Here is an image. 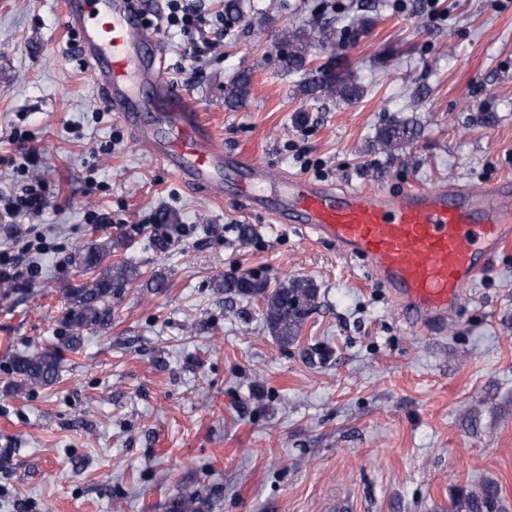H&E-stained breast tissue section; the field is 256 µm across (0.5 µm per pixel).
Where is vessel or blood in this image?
Here are the masks:
<instances>
[{
	"instance_id": "vessel-or-blood-1",
	"label": "vessel or blood",
	"mask_w": 512,
	"mask_h": 512,
	"mask_svg": "<svg viewBox=\"0 0 512 512\" xmlns=\"http://www.w3.org/2000/svg\"><path fill=\"white\" fill-rule=\"evenodd\" d=\"M67 25L96 88L136 143L182 182L224 196L233 181L250 208L289 221L344 255L368 260L408 320L441 319L462 288L512 241V185L404 192L391 200L368 188L283 176L256 185L251 161L225 152L195 109L171 90L161 41L145 25L143 0H63Z\"/></svg>"
}]
</instances>
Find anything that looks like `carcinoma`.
Listing matches in <instances>:
<instances>
[{
    "label": "carcinoma",
    "mask_w": 512,
    "mask_h": 512,
    "mask_svg": "<svg viewBox=\"0 0 512 512\" xmlns=\"http://www.w3.org/2000/svg\"><path fill=\"white\" fill-rule=\"evenodd\" d=\"M281 58L286 68L303 71L308 79L302 92L308 95L328 94L352 101L360 97L361 87L349 75L336 71V64L327 61L314 68L309 67V38L301 32H289L282 42ZM250 75L239 76L224 99L230 105L237 104L248 95ZM417 136V124L395 121L381 127L376 134L380 149L393 153ZM112 256V240L91 239L74 249V261L84 272L91 274L89 281L81 285H69L63 289L67 301L65 335L57 338L53 348L33 353H19L10 361V373L15 388L27 385H51L59 375L62 357L60 350L77 349L84 341L83 333L105 331L112 327L114 300L125 286L140 277L138 268L126 261L108 262ZM228 297L260 300L269 334L282 344L296 340L305 320L318 304V288L307 279H292L270 287V282L253 276H226L218 283ZM212 499L196 493L173 503L172 512H209ZM457 512H502L498 487L487 484L480 494L458 503Z\"/></svg>",
    "instance_id": "cac0c4a2"
}]
</instances>
